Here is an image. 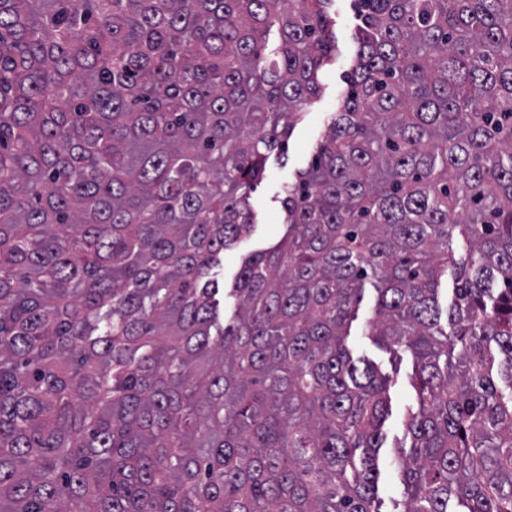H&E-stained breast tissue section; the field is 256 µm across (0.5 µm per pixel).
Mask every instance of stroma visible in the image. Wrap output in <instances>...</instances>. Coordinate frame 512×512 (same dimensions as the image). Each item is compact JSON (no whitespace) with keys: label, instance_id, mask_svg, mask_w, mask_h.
Masks as SVG:
<instances>
[{"label":"stroma","instance_id":"obj_1","mask_svg":"<svg viewBox=\"0 0 512 512\" xmlns=\"http://www.w3.org/2000/svg\"><path fill=\"white\" fill-rule=\"evenodd\" d=\"M332 10L336 16V59L322 75L319 94L305 107L291 131L285 153H271L267 160L266 174L251 199L256 215L255 227L246 240L224 253L225 286H232L245 255L272 246L282 236L284 212L280 199L283 187L312 161L317 145L328 132L330 116L348 89L346 75L356 52L353 34L359 24L358 12L354 0H334ZM375 298L374 289L366 288L347 344L354 357L373 361L391 379L392 415L384 427L385 447L379 454L378 495L384 512H393L401 498L394 446L403 439V416L414 400L411 387L413 359L406 352L393 354L386 351L369 336L367 321L373 315Z\"/></svg>","mask_w":512,"mask_h":512}]
</instances>
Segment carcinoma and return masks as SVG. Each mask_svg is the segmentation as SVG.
<instances>
[{"instance_id": "cac0c4a2", "label": "carcinoma", "mask_w": 512, "mask_h": 512, "mask_svg": "<svg viewBox=\"0 0 512 512\" xmlns=\"http://www.w3.org/2000/svg\"><path fill=\"white\" fill-rule=\"evenodd\" d=\"M356 2L287 231L228 291L332 0H0V512H379L368 282L414 359L403 512H512V0Z\"/></svg>"}]
</instances>
